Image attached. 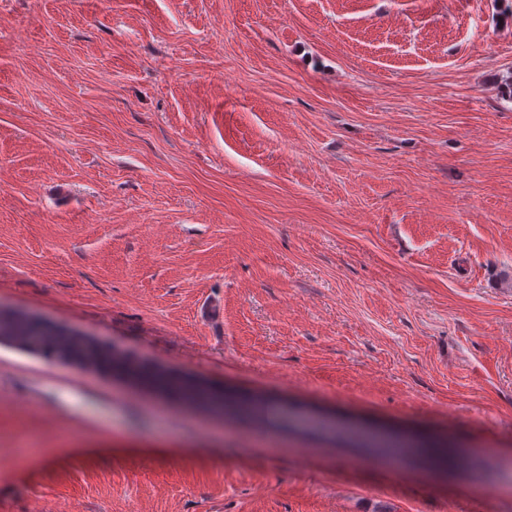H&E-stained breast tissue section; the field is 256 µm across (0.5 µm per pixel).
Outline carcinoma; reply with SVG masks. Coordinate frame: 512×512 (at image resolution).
<instances>
[{"label": "carcinoma", "mask_w": 512, "mask_h": 512, "mask_svg": "<svg viewBox=\"0 0 512 512\" xmlns=\"http://www.w3.org/2000/svg\"><path fill=\"white\" fill-rule=\"evenodd\" d=\"M0 326L5 327V332L0 334V339L16 341L37 352L52 353L79 366L110 373H132L163 393L174 394L199 404L221 409L232 407L248 415L258 412V409L251 405H233L221 392L203 387L188 379L142 369L134 372L125 360L81 334L57 329L38 322L32 317L0 311ZM366 447L373 455H391L404 448L438 463L448 462V449L423 437L394 435L378 442H370Z\"/></svg>", "instance_id": "obj_1"}]
</instances>
